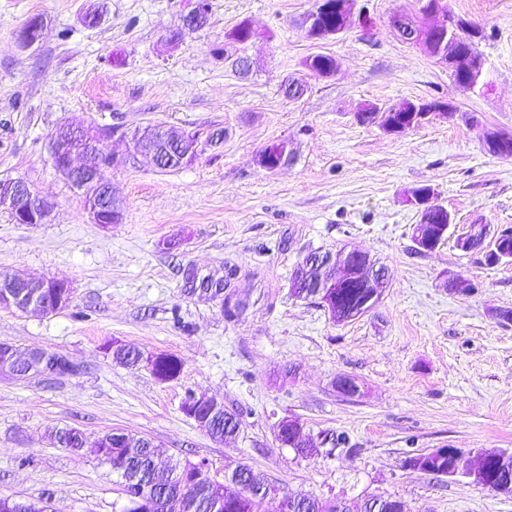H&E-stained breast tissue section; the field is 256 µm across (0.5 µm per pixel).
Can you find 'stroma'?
Returning a JSON list of instances; mask_svg holds the SVG:
<instances>
[{"label": "stroma", "mask_w": 512, "mask_h": 512, "mask_svg": "<svg viewBox=\"0 0 512 512\" xmlns=\"http://www.w3.org/2000/svg\"><path fill=\"white\" fill-rule=\"evenodd\" d=\"M372 36L349 26L309 39L301 20L318 0H210L203 29L187 30V0H0V179H25L52 205L48 223H15L0 210V279L67 283L56 312L0 308V341L44 348L81 371L46 381L0 378V497L48 500L52 512H121L125 494L92 451L121 430L148 438L162 459L205 461L224 482L244 464L280 493L357 500L402 499L409 512H512L501 495L457 475L407 466L408 457L455 448L466 461L512 452V263L487 264L455 235L431 253L414 248L420 219L408 191L430 186L457 229L512 227V158L486 154L482 134L512 135V0H448L478 23L489 90L457 84L423 46L400 40L393 15L418 0H359ZM99 17L96 26L87 14ZM39 41L21 46L31 18ZM255 37L229 38L240 22ZM333 56L334 76L305 66ZM248 71L236 69L238 57ZM302 81L301 96L286 80ZM455 106L401 136L360 124L368 104ZM220 129L196 161L161 170L147 156L109 171L121 220L94 224L79 192L54 168L49 138L61 125ZM285 140L287 165L261 166L262 149ZM366 252L386 268L379 303L336 323L317 300L289 294L312 250ZM464 286L449 290L444 278ZM222 284L236 306L202 293ZM166 353L183 363L158 381L147 366L112 359V344ZM350 376L349 398L337 388ZM240 413L237 437H210L185 416L186 392ZM301 420L309 437L347 433L352 451L301 456L276 424ZM80 428L87 448H59L55 432Z\"/></svg>", "instance_id": "1"}]
</instances>
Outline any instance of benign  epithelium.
<instances>
[{
    "mask_svg": "<svg viewBox=\"0 0 512 512\" xmlns=\"http://www.w3.org/2000/svg\"><path fill=\"white\" fill-rule=\"evenodd\" d=\"M357 0H341L337 9L341 11V23L348 27L352 18H357L358 25L365 35L371 34L372 27L363 10L356 9ZM209 0H194L187 15L183 18V26L191 30L204 28L209 20ZM428 15L437 16L439 20L433 23H407L392 20L395 33L402 38H409L410 42L424 46L428 54L441 64L453 63L458 70L468 77L464 82L477 81L481 76V67L476 58L465 53H450L449 42L459 44L472 42L478 37V30L468 22H461L455 17L446 18L443 13L433 9ZM305 34L314 40H325L329 35L323 33L318 21V12L306 16L303 24ZM378 107L370 106L357 114V118L364 120L374 118V125L393 135H400L408 130L430 120L438 115L435 105L421 102L408 113L409 125L399 127L387 120L379 123L377 117ZM120 137L129 141L128 150L124 154L112 151V139ZM164 142L178 147V162L187 165L194 162L198 156L199 141L190 131L179 128H156L147 126L132 132L119 131L112 127H97L94 129H79L70 126H60L50 135L49 147L55 169L77 190L81 192L84 209L91 220L103 227L112 224V217L119 213L118 203L112 198V185L107 178L109 167H118L127 164L137 155L146 153L158 159V153L151 149L152 144ZM483 145L487 153L504 159L512 158V142L496 131H487L483 134ZM79 153L88 154L92 162L85 166L75 167L72 164L73 156ZM262 166L268 170H276L288 163L290 148L288 141H278L268 145L262 152ZM111 159V166L103 163V158ZM434 192L413 193L409 202L420 209V221L413 226L412 239L416 250L421 253H431L438 248V242L447 235L452 227V217L445 216L442 223H431V210ZM0 209L10 213L17 224H44L50 215L51 204L37 193L29 184L20 178L0 179ZM486 225L472 224L464 232L457 234L456 245L462 251L475 249V242L479 235L485 233ZM491 257L488 262L498 264L512 260V247L508 240H499L497 246L490 250ZM363 268L368 273L367 279L373 280L382 277L383 271L370 264L369 256L359 251L344 252L337 257L336 269L340 275L332 276L322 282L321 301L325 308H331L335 300L332 289L353 276L357 268ZM71 300V289L67 284L59 281H44L22 278H11L0 281V306L15 308L22 312L27 311H55L65 307ZM42 349L29 350L21 356L14 346L6 341L0 342V375L15 379H23L30 375L40 376L42 372L32 368L25 372L20 371L16 363L21 359L33 361ZM512 461L509 452L487 454L482 457L479 467L466 472L472 482L486 489L500 494L512 492V487L498 484L491 485L494 473L505 468ZM273 512H295L296 501L293 497L282 495L275 491L270 497Z\"/></svg>",
    "mask_w": 512,
    "mask_h": 512,
    "instance_id": "obj_1",
    "label": "benign epithelium"
}]
</instances>
